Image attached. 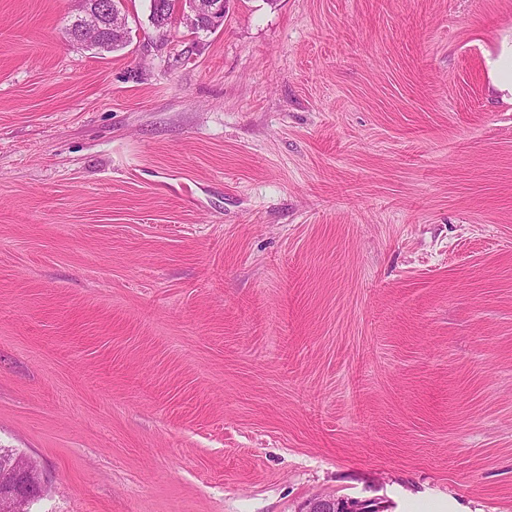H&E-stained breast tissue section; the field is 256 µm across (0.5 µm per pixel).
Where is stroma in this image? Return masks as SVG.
Returning a JSON list of instances; mask_svg holds the SVG:
<instances>
[{
	"mask_svg": "<svg viewBox=\"0 0 512 512\" xmlns=\"http://www.w3.org/2000/svg\"><path fill=\"white\" fill-rule=\"evenodd\" d=\"M0 0V447L31 512H512V0ZM80 0L82 7L77 14L76 21V39L80 42L88 43L95 47L104 46L106 42L126 41L129 28L127 20L122 9L116 4V1L110 0ZM75 21L71 28L76 26ZM90 25H94L103 32L104 37L99 33L94 38H87L85 32ZM70 28V29H71ZM99 32V31H98ZM108 40V41H107ZM182 20L192 29H208L224 21L226 1L223 0H182ZM47 483L43 473L25 456L9 452L0 455V511L26 512L27 506ZM301 512H373L356 500H341L330 496H314L308 499Z\"/></svg>",
	"mask_w": 512,
	"mask_h": 512,
	"instance_id": "stroma-1",
	"label": "stroma"
}]
</instances>
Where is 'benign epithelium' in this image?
I'll return each mask as SVG.
<instances>
[{
    "label": "benign epithelium",
    "instance_id": "obj_1",
    "mask_svg": "<svg viewBox=\"0 0 512 512\" xmlns=\"http://www.w3.org/2000/svg\"><path fill=\"white\" fill-rule=\"evenodd\" d=\"M182 20L192 29L213 28L224 21L225 0H182ZM76 39L95 47L127 39L129 28L122 9L114 0H80ZM47 483L43 473L25 456L0 455V512H26L27 506ZM300 512H369L356 500L330 496L308 499Z\"/></svg>",
    "mask_w": 512,
    "mask_h": 512
}]
</instances>
